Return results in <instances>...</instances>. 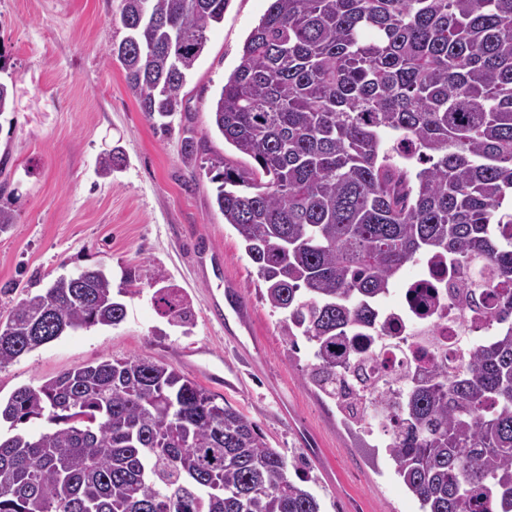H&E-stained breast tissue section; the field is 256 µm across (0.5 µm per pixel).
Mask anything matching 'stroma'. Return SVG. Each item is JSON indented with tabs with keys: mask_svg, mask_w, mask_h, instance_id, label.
Wrapping results in <instances>:
<instances>
[{
	"mask_svg": "<svg viewBox=\"0 0 512 512\" xmlns=\"http://www.w3.org/2000/svg\"><path fill=\"white\" fill-rule=\"evenodd\" d=\"M121 0H0V82L12 108L0 114V206L15 222L0 233V320L26 293L59 275L98 266L113 284L126 272L140 292L125 296V320L61 336L0 366V398L108 358L140 357L179 371L253 420L266 443L299 474L321 512H420L394 472L381 437H358L333 401L304 381L310 347L287 350L280 313L258 293L256 268L237 231L215 208L214 186L197 164L220 153L245 158L211 126L210 106L240 61L270 0H229L183 89L171 133L141 112L108 51L127 35ZM126 155L112 177L98 158ZM178 289L193 320L169 324L152 300ZM220 303L228 322L212 314ZM204 348L197 366L182 349Z\"/></svg>",
	"mask_w": 512,
	"mask_h": 512,
	"instance_id": "1",
	"label": "stroma"
}]
</instances>
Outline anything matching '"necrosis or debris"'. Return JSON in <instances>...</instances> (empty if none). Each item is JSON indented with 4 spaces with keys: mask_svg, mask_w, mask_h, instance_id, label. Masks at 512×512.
Returning <instances> with one entry per match:
<instances>
[{
    "mask_svg": "<svg viewBox=\"0 0 512 512\" xmlns=\"http://www.w3.org/2000/svg\"><path fill=\"white\" fill-rule=\"evenodd\" d=\"M430 282L429 273L407 280L398 303L385 305L380 321L387 327L383 336H367L359 344L367 350L363 372L369 379L390 383L393 390L405 389L409 371L427 368L433 362L446 361L449 368L462 370L463 350L470 339H485L491 333L486 323L477 322L472 314L459 310V290L455 280L438 286L429 312H421L414 292ZM425 332L431 334L433 344L426 351L410 348V336Z\"/></svg>",
    "mask_w": 512,
    "mask_h": 512,
    "instance_id": "1",
    "label": "necrosis or debris"
}]
</instances>
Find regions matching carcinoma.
Segmentation results:
<instances>
[{"instance_id":"carcinoma-1","label":"carcinoma","mask_w":512,"mask_h":512,"mask_svg":"<svg viewBox=\"0 0 512 512\" xmlns=\"http://www.w3.org/2000/svg\"><path fill=\"white\" fill-rule=\"evenodd\" d=\"M228 0H121L109 56L141 112L170 132L207 31ZM251 163L216 153L215 205L242 239L306 382L389 454L422 512H512V0H271L211 105ZM120 148L100 156L107 178ZM425 257L457 278L494 335L462 373L436 364L397 397L346 379L332 347L373 336L379 302ZM155 301L187 325L172 288ZM127 315L101 269L59 277L0 321V365ZM0 512H320L258 426L196 382L138 357L63 372L0 402Z\"/></svg>"}]
</instances>
